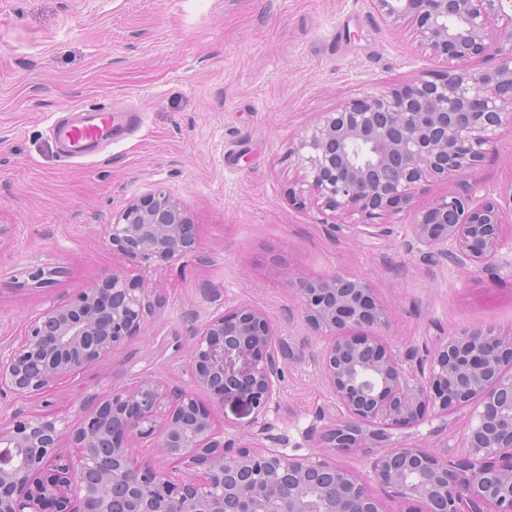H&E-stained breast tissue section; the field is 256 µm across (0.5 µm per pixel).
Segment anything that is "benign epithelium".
<instances>
[{
    "label": "benign epithelium",
    "mask_w": 512,
    "mask_h": 512,
    "mask_svg": "<svg viewBox=\"0 0 512 512\" xmlns=\"http://www.w3.org/2000/svg\"><path fill=\"white\" fill-rule=\"evenodd\" d=\"M398 22L412 19L432 54L448 61L435 81L351 100L298 138L291 150L309 189L335 211L374 219L410 202L429 175L470 170L495 147L494 132L512 126V0H371ZM495 15L509 25L494 30ZM475 57L478 71L454 66ZM503 216L471 208L452 194L413 216L410 230L424 258L458 266L489 262L501 243ZM104 240L144 263H172L195 248L193 226L176 200L153 194L129 203ZM450 243L452 250L442 249ZM310 328L329 337L322 354L336 417L321 432L329 448H375L372 479L425 512H512V338L493 329L464 332L433 347L406 370L384 339L389 316L371 284L336 274L296 285ZM159 295L120 273L53 301L30 317L18 343L0 351V393L41 398L84 369L107 360L160 309ZM283 350L266 314L241 306L212 316L191 348L193 388L144 379L115 389L96 407H81L79 425L50 413L18 410L0 421V512H116L113 485L127 483L123 512H225L224 476L257 472L288 480V498L263 512H312L303 478L326 471L341 493L330 512H383L363 479L316 454L295 457L251 446L232 449L215 430L211 403H243L254 412L253 436L282 375ZM470 406L465 461L446 447L393 445L390 430L412 426L426 410L441 416ZM67 439L77 453L60 448ZM147 442L184 472L186 482L132 448ZM264 484H252L233 512H257Z\"/></svg>",
    "instance_id": "7a95c632"
}]
</instances>
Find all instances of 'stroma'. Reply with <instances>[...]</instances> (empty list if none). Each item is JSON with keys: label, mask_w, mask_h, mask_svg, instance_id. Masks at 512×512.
Returning <instances> with one entry per match:
<instances>
[{"label": "stroma", "mask_w": 512, "mask_h": 512, "mask_svg": "<svg viewBox=\"0 0 512 512\" xmlns=\"http://www.w3.org/2000/svg\"><path fill=\"white\" fill-rule=\"evenodd\" d=\"M448 68L371 0H0V350L27 321L114 271L140 279L162 306L108 361L36 399L0 395V417L51 412L76 422L81 405L143 379L191 387L194 333L252 305L278 331L285 359L265 416L264 447L323 456L367 478L384 512H407L370 481L374 454L321 448L336 415L318 364L324 339L301 314L292 281L337 273L369 281L389 311L400 360L478 328L512 331V242L468 267L411 249L414 212L454 193L494 204L512 223V127L474 171L421 181L411 202L366 227L359 215L302 193L290 148L323 113ZM141 107L140 127L92 156L61 158L48 127L73 107ZM162 192L194 226V250L170 264L135 263L103 239L133 199ZM53 283L34 287L37 269ZM231 448L253 445L252 413L214 407ZM469 408L393 430L395 442L461 447Z\"/></svg>", "instance_id": "obj_1"}]
</instances>
